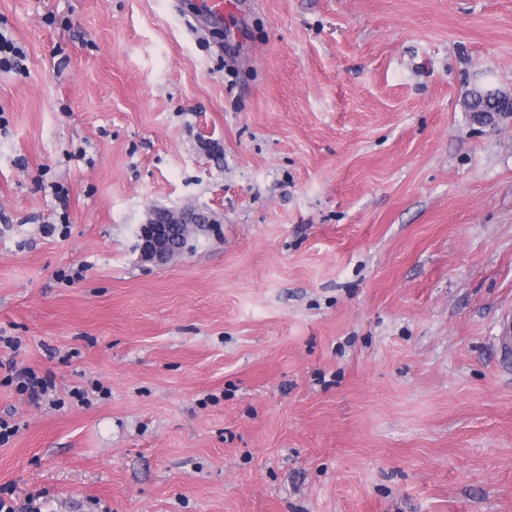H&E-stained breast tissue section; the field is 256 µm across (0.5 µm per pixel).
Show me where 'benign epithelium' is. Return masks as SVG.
<instances>
[{"instance_id": "benign-epithelium-1", "label": "benign epithelium", "mask_w": 512, "mask_h": 512, "mask_svg": "<svg viewBox=\"0 0 512 512\" xmlns=\"http://www.w3.org/2000/svg\"><path fill=\"white\" fill-rule=\"evenodd\" d=\"M216 220L191 210L153 209L139 225L136 247L143 261L164 266L183 255L184 230L195 236L212 231Z\"/></svg>"}]
</instances>
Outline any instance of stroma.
I'll list each match as a JSON object with an SVG mask.
<instances>
[{
    "label": "stroma",
    "instance_id": "obj_1",
    "mask_svg": "<svg viewBox=\"0 0 512 512\" xmlns=\"http://www.w3.org/2000/svg\"><path fill=\"white\" fill-rule=\"evenodd\" d=\"M174 2L0 0V495L512 512V0ZM153 208L218 223L158 267ZM26 55L11 35L2 32L0 27V69H23V61ZM16 379L19 391L27 393L34 399L50 396V391H53V386L48 380L36 377L32 373L18 374Z\"/></svg>",
    "mask_w": 512,
    "mask_h": 512
}]
</instances>
